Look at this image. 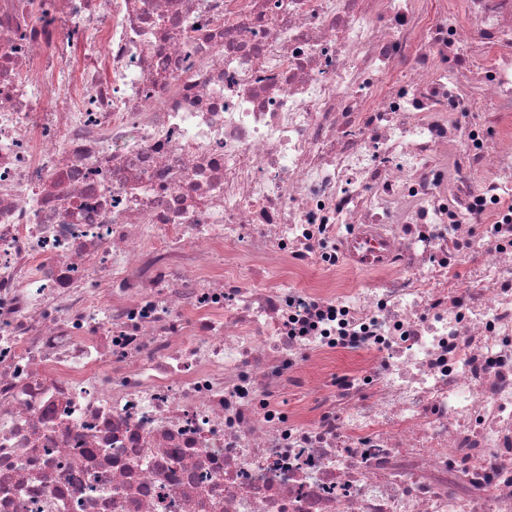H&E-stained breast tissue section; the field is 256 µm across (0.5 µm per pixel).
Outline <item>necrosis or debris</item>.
<instances>
[{"label":"necrosis or debris","mask_w":512,"mask_h":512,"mask_svg":"<svg viewBox=\"0 0 512 512\" xmlns=\"http://www.w3.org/2000/svg\"><path fill=\"white\" fill-rule=\"evenodd\" d=\"M0 512H512V0H0Z\"/></svg>","instance_id":"4bbe7bcc"}]
</instances>
